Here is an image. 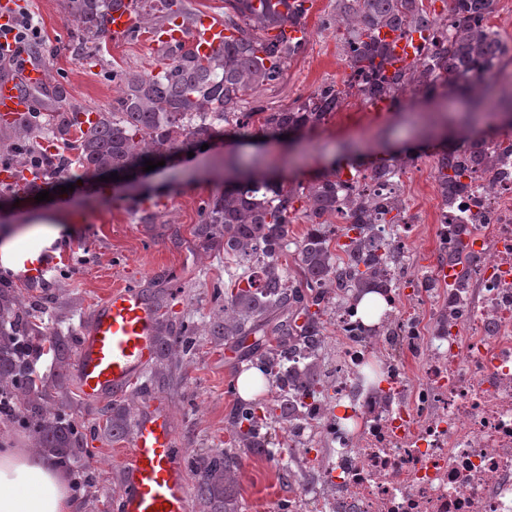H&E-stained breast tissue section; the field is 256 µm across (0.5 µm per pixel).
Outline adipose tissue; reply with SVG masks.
<instances>
[{
  "mask_svg": "<svg viewBox=\"0 0 512 512\" xmlns=\"http://www.w3.org/2000/svg\"><path fill=\"white\" fill-rule=\"evenodd\" d=\"M79 214L45 212L29 216L30 242L11 230L0 232V269L20 272L26 260L37 259L51 245L64 224H78ZM0 512H74L68 483L47 453L0 445Z\"/></svg>",
  "mask_w": 512,
  "mask_h": 512,
  "instance_id": "1",
  "label": "adipose tissue"
}]
</instances>
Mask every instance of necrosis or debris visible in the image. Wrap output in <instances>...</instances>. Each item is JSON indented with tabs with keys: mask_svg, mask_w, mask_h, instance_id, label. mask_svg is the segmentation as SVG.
Instances as JSON below:
<instances>
[{
	"mask_svg": "<svg viewBox=\"0 0 512 512\" xmlns=\"http://www.w3.org/2000/svg\"><path fill=\"white\" fill-rule=\"evenodd\" d=\"M495 152L491 176L439 211L441 251L467 225L482 263L469 288L433 289L393 265L383 327L354 304L334 319L336 357L316 394L301 398L288 433L322 493L302 489L281 512H512V153ZM418 296L400 301L401 283ZM448 333L426 329L437 307Z\"/></svg>",
	"mask_w": 512,
	"mask_h": 512,
	"instance_id": "4bbe7bcc",
	"label": "necrosis or debris"
}]
</instances>
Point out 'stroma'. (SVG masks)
Listing matches in <instances>:
<instances>
[{"label":"stroma","instance_id":"stroma-1","mask_svg":"<svg viewBox=\"0 0 512 512\" xmlns=\"http://www.w3.org/2000/svg\"><path fill=\"white\" fill-rule=\"evenodd\" d=\"M41 29L39 57L28 64L45 68L49 83L62 84L70 103L89 109L111 108L118 90L113 71L151 70L155 47L147 32L115 40L104 36L99 50L87 56L78 44V29L68 18L65 0H29ZM335 0H312L306 16L309 37L294 55L279 83L258 96L273 109H286L317 87L343 84L349 74L344 41L324 28ZM457 93H447L433 111L405 100L384 115L372 112L368 101L348 93L341 107L313 131L282 139L267 132L262 139L240 143L227 135L194 156H178L137 177L114 181L111 196H102L99 178L70 172L79 188L59 192L49 185V200L0 196V206L18 205L21 215L77 207L91 222L76 225L52 246L57 269L43 285L30 288L25 280L5 277L0 284L21 288L42 332L77 344L88 310L113 287L132 283L145 288L158 305L163 336L174 338L180 325L197 329L192 353L170 348L147 365L138 382L121 396L84 401L78 388L76 356L45 352L32 359L34 372L48 388L43 403L47 415L65 413L83 430V453L66 457L67 466L89 475L77 501V512H110L109 495L120 485L124 450L130 447L136 421L149 400H158L171 419L176 443L183 448L190 484H197V460L212 454L233 458L231 477L222 479V498H190V512H279V505L310 483L294 449H281L284 466L271 467L265 455L235 447L227 416L239 393L238 377L251 365L236 344L214 335L210 324L224 304V258L205 252L199 234L204 201L223 192L235 171L274 174L290 188L307 185L332 171L345 156L363 157L365 168L394 162L407 149L418 150L427 179L407 185L404 198L420 229L410 254V266L424 274L436 265V210L442 199L434 176V155L442 140L459 135L452 120L459 109Z\"/></svg>","mask_w":512,"mask_h":512}]
</instances>
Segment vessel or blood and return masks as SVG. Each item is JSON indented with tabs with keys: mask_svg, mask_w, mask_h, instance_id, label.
Wrapping results in <instances>:
<instances>
[{
	"mask_svg": "<svg viewBox=\"0 0 512 512\" xmlns=\"http://www.w3.org/2000/svg\"><path fill=\"white\" fill-rule=\"evenodd\" d=\"M138 23L136 0H123L113 8L109 28L113 38L130 34ZM232 32L222 18L198 14L192 25L182 20L164 25L155 42L166 47L190 43L202 56L222 47ZM395 67L415 56L419 34L405 37L385 32ZM46 72L31 67L22 74L0 76V118L11 120L31 107L20 85L39 87ZM158 311L144 288L130 284L113 288L87 314L79 337L77 378L86 399L121 395L140 376L155 354ZM190 489L185 454L177 448L170 417L161 407L145 410L126 453L119 491L110 500L111 512H189Z\"/></svg>",
	"mask_w": 512,
	"mask_h": 512,
	"instance_id": "vessel-or-blood-1",
	"label": "vessel or blood"
}]
</instances>
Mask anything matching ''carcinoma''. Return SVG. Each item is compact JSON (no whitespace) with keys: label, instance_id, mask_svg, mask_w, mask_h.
I'll list each match as a JSON object with an SVG mask.
<instances>
[{"label":"carcinoma","instance_id":"obj_1","mask_svg":"<svg viewBox=\"0 0 512 512\" xmlns=\"http://www.w3.org/2000/svg\"><path fill=\"white\" fill-rule=\"evenodd\" d=\"M116 0H66L68 17L77 24L81 43H94L106 31L107 17ZM224 0V25L237 36L224 48L201 57L186 44L157 50L159 71L112 72L119 95L112 107L94 113L70 104L65 88L56 84L45 90L43 112H29L14 123H0V153L10 157L4 170L14 181L0 182L10 193L28 191L24 172L34 169L43 179H55L70 169L86 177L102 173L134 174L145 161L180 155L230 129L247 134L255 116L261 127L273 131H300L320 124L342 102L336 85L318 87L306 99L281 111L268 112L255 97L263 86L277 83L288 59L301 48V40L275 42L268 31L285 25L303 26L307 9L301 3L277 0ZM445 15L430 14L423 0H336L337 28L347 37L345 63L350 70L347 85L368 101L387 99L391 105L413 87L434 90L443 80H454V89L466 95L470 111L483 105V88L469 82L475 63L491 69L512 59L506 46L488 25L496 0H442ZM137 29L156 30L176 18L192 21L184 0H150L154 17L138 3ZM399 36L425 33L423 52L432 65L419 60L390 71L388 45L383 29ZM252 98L249 109L243 101ZM476 166L493 165L488 153L472 148L470 158H437V180L448 200L470 188L461 182ZM342 167L334 175L302 188L309 227L302 237L290 234L289 214L295 191L263 175H250L224 187V193L203 208L202 232L214 247H224V257L235 271L228 273L224 289V318L213 326L241 349L260 346L259 328L267 316L285 312L276 346L265 352L255 368L271 383L283 369L292 373L300 395L315 392L322 383L321 356L327 346L323 316L350 301L360 302L367 293L387 287L385 268L400 261L388 243L381 256H366L375 244V225L404 223V201L389 187L385 201L372 200L369 184L342 179ZM341 214L346 225L340 241L329 229L328 217ZM294 253L303 272V287L293 285L281 258ZM481 256L458 240L448 252V263L459 267L454 288L469 281ZM35 316L21 290L0 287V419L39 435L43 447L53 453H69L79 443L74 422L58 414L46 420L38 399L45 385L31 377L32 350L28 337L40 336ZM254 342L248 343L249 336ZM274 404L238 400L228 424L240 448H281L268 435L272 424H286L294 407L276 396ZM229 458L217 455L201 472L198 495H215L216 479L227 472Z\"/></svg>","mask_w":512,"mask_h":512}]
</instances>
